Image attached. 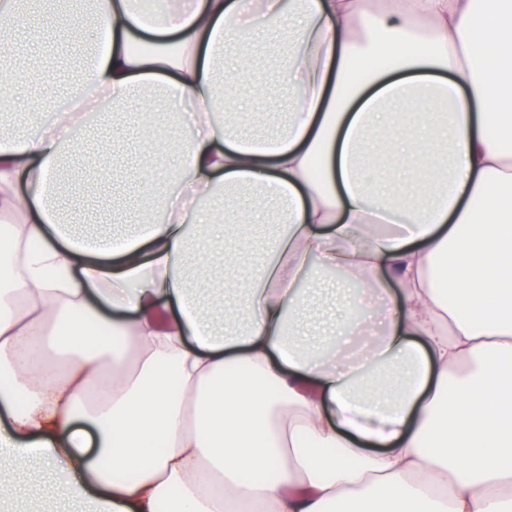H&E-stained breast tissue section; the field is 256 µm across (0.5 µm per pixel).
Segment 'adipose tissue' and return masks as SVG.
Returning <instances> with one entry per match:
<instances>
[{
	"mask_svg": "<svg viewBox=\"0 0 512 512\" xmlns=\"http://www.w3.org/2000/svg\"><path fill=\"white\" fill-rule=\"evenodd\" d=\"M106 45L38 132L0 133V512L27 466L64 476L65 512H512V0H93ZM292 32L268 134L237 120L254 10ZM161 92L191 129L148 155L182 160L175 189L146 169L148 218L78 232L56 207L84 118L114 124ZM426 188H376L361 150ZM255 188L287 233L267 259L196 239L205 202ZM224 251L213 281L191 256ZM356 294L332 344L303 342L311 289ZM397 297H388L386 272ZM102 329L93 338L87 326Z\"/></svg>",
	"mask_w": 512,
	"mask_h": 512,
	"instance_id": "1",
	"label": "adipose tissue"
}]
</instances>
